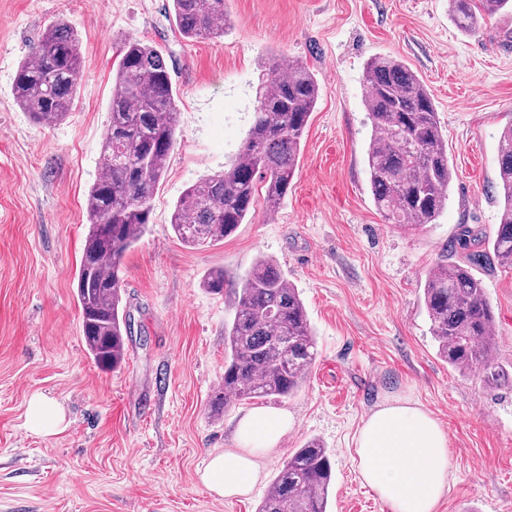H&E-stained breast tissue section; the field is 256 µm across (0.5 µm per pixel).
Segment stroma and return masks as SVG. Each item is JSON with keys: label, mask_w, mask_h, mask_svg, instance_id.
<instances>
[{"label": "stroma", "mask_w": 512, "mask_h": 512, "mask_svg": "<svg viewBox=\"0 0 512 512\" xmlns=\"http://www.w3.org/2000/svg\"><path fill=\"white\" fill-rule=\"evenodd\" d=\"M223 37L186 43L171 0H0V512H256L295 448L327 449L328 512H388L361 480L354 437L378 406L420 403L448 436L450 489L438 512H512V389L484 387L437 352L421 296L426 275L466 224L493 235L496 162L512 124V20L461 33L448 0H226ZM65 18L82 46V79L67 118L33 123L12 81L47 25ZM156 45L174 74L176 145L148 232L123 259V304L134 322L123 365L97 367L82 337L75 271L85 203L100 173L120 49ZM306 63L321 88L302 159L274 216L257 211L224 241L182 243L178 198L235 157L257 105L269 51ZM401 59L423 81L448 144L454 180L435 223L383 221L365 154L372 135L364 71ZM273 259L304 301L318 355L290 397L251 399L213 417L224 379L231 303L201 281L244 275ZM496 315L495 362L512 372V270L478 269ZM62 411L54 433L27 425L32 396ZM284 411L290 427L258 460L251 493L224 498L200 474L237 448L239 420Z\"/></svg>", "instance_id": "1"}]
</instances>
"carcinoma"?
Returning a JSON list of instances; mask_svg holds the SVG:
<instances>
[{
  "mask_svg": "<svg viewBox=\"0 0 512 512\" xmlns=\"http://www.w3.org/2000/svg\"><path fill=\"white\" fill-rule=\"evenodd\" d=\"M172 4L181 38L224 35L226 0ZM448 13L459 31L472 35L487 16L512 19V0H448ZM121 53L108 105L105 167L86 198L88 230L75 274L83 340L102 369L125 362L133 325L122 306L121 261L148 229L178 123L177 90L161 50L130 38ZM81 57L74 29L61 17L52 21L13 81L14 99L34 123L66 118L81 80ZM364 78L372 126L366 162L375 206L387 224H431L448 201L453 178L433 99L419 77L390 55L372 57ZM319 92L303 62L284 63L279 54L268 58L244 144L224 170L190 186L175 204L171 226L177 238L192 247L210 246L246 223L258 197L267 212L279 207L300 164ZM497 164L502 205L494 236L484 241L460 225L456 242L469 250L465 260L438 263L423 288L439 356L462 375L481 373L490 390L511 389L512 373L494 361L495 316L472 269L482 263L512 269V126L500 135ZM202 286L214 294L228 289L233 296V315L224 329V385L211 406L214 415L235 401L291 396L317 348L300 293L277 263L256 258L236 285L224 271L213 270ZM332 480L327 449L308 441L288 458L257 512H327Z\"/></svg>",
  "mask_w": 512,
  "mask_h": 512,
  "instance_id": "carcinoma-1",
  "label": "carcinoma"
}]
</instances>
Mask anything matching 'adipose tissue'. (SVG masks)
<instances>
[{
    "label": "adipose tissue",
    "instance_id": "adipose-tissue-1",
    "mask_svg": "<svg viewBox=\"0 0 512 512\" xmlns=\"http://www.w3.org/2000/svg\"><path fill=\"white\" fill-rule=\"evenodd\" d=\"M288 430V415L255 409L238 424L239 448L215 455L201 476L214 493L233 497L250 492L257 459ZM362 481L389 512H436L450 483L448 438L430 412L410 400L373 411L355 438Z\"/></svg>",
    "mask_w": 512,
    "mask_h": 512
}]
</instances>
